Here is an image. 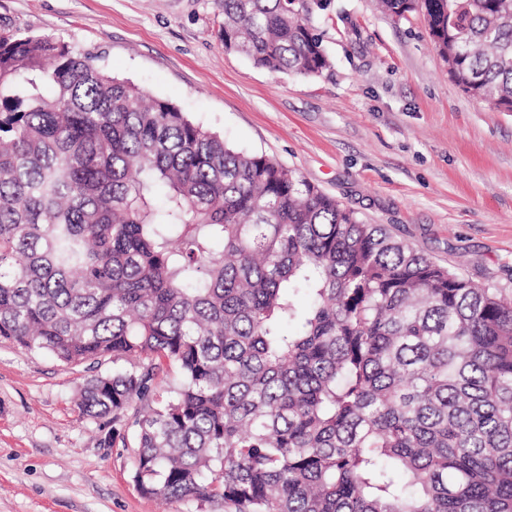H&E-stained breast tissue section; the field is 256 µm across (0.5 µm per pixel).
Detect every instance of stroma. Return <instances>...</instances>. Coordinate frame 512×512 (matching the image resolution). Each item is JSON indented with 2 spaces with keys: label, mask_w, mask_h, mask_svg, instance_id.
<instances>
[{
  "label": "stroma",
  "mask_w": 512,
  "mask_h": 512,
  "mask_svg": "<svg viewBox=\"0 0 512 512\" xmlns=\"http://www.w3.org/2000/svg\"><path fill=\"white\" fill-rule=\"evenodd\" d=\"M219 3L0 0V33L93 54L438 264L512 290V112L456 85L422 15L397 22L373 0H333L319 23L332 66L297 78L226 52ZM113 368L0 341V512H222L139 492L134 448L75 404Z\"/></svg>",
  "instance_id": "obj_1"
}]
</instances>
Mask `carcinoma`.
I'll use <instances>...</instances> for the list:
<instances>
[{
  "mask_svg": "<svg viewBox=\"0 0 512 512\" xmlns=\"http://www.w3.org/2000/svg\"><path fill=\"white\" fill-rule=\"evenodd\" d=\"M376 3L423 14L462 91L512 109V0ZM330 6L221 0L224 50L319 76ZM0 339L129 363L90 379L78 408L131 431L145 496L512 512V290L475 286L71 44L20 33L0 34Z\"/></svg>",
  "mask_w": 512,
  "mask_h": 512,
  "instance_id": "obj_1",
  "label": "carcinoma"
}]
</instances>
